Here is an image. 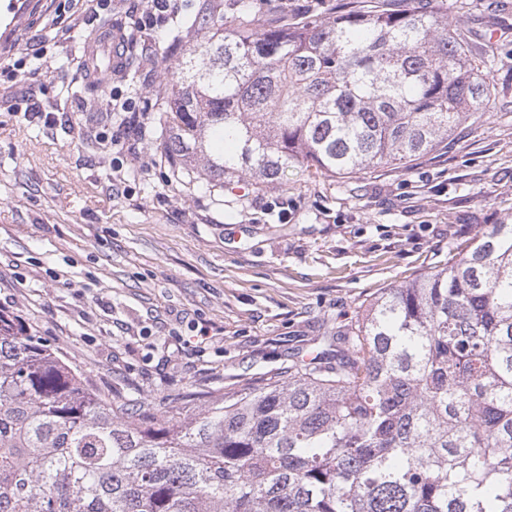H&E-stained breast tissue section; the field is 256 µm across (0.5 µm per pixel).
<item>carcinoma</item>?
<instances>
[{"label": "carcinoma", "mask_w": 512, "mask_h": 512, "mask_svg": "<svg viewBox=\"0 0 512 512\" xmlns=\"http://www.w3.org/2000/svg\"><path fill=\"white\" fill-rule=\"evenodd\" d=\"M221 4L163 148L258 184L406 167L491 111L468 31L350 0L293 29ZM288 380L135 419L0 310V512H512V224L375 296Z\"/></svg>", "instance_id": "obj_1"}]
</instances>
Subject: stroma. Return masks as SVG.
Masks as SVG:
<instances>
[{"mask_svg": "<svg viewBox=\"0 0 512 512\" xmlns=\"http://www.w3.org/2000/svg\"><path fill=\"white\" fill-rule=\"evenodd\" d=\"M342 2L250 9L293 28ZM208 4L170 0L132 41L141 0L88 15L76 0H0V305L135 414L193 415L291 355L311 358L384 289L446 264L486 225L512 224V0H388L469 28L486 49L495 108L449 149L264 186L186 173L161 146L166 87ZM105 28L123 61L91 96L81 48ZM116 95L128 111H113Z\"/></svg>", "mask_w": 512, "mask_h": 512, "instance_id": "stroma-1", "label": "stroma"}]
</instances>
